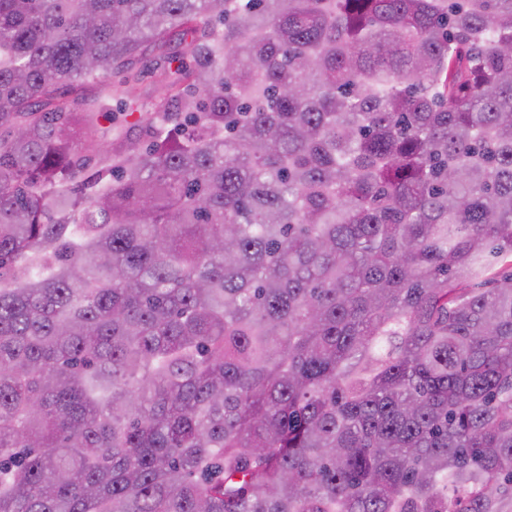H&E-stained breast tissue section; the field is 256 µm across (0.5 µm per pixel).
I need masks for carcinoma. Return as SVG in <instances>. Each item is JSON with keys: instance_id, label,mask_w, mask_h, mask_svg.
Instances as JSON below:
<instances>
[{"instance_id": "carcinoma-1", "label": "carcinoma", "mask_w": 512, "mask_h": 512, "mask_svg": "<svg viewBox=\"0 0 512 512\" xmlns=\"http://www.w3.org/2000/svg\"><path fill=\"white\" fill-rule=\"evenodd\" d=\"M2 128L0 512H512V0H0ZM185 51V44H182L179 37L175 36L171 39L168 45L160 50L158 48H149L139 64L137 70L140 73V81L138 88L144 97L146 107L142 110V114L149 111L154 101V80L157 71L165 65L164 53L177 54Z\"/></svg>"}]
</instances>
